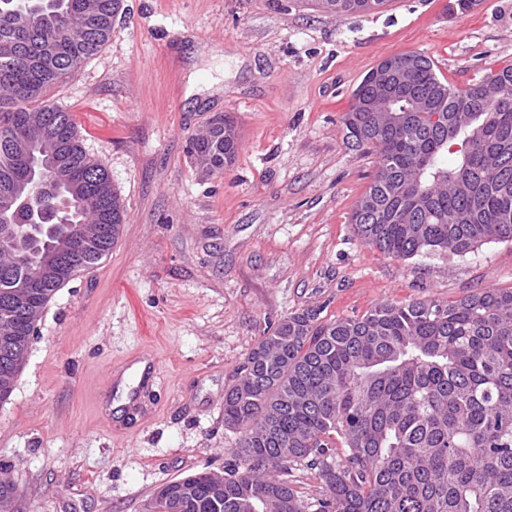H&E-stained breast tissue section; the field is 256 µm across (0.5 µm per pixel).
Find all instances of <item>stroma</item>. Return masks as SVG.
Returning <instances> with one entry per match:
<instances>
[{"mask_svg":"<svg viewBox=\"0 0 512 512\" xmlns=\"http://www.w3.org/2000/svg\"><path fill=\"white\" fill-rule=\"evenodd\" d=\"M409 51L459 89L510 66L512 0H387L361 15L314 0H123L101 51L45 89L105 164L125 222L47 305L0 404L13 512H146L162 483L223 474L237 439L224 392L288 314L512 288L511 242L398 259L353 232L377 158L344 144L341 117L381 59ZM224 114L240 146L216 175L187 150ZM146 360L160 369L127 424L114 384Z\"/></svg>","mask_w":512,"mask_h":512,"instance_id":"35a3bbf8","label":"stroma"}]
</instances>
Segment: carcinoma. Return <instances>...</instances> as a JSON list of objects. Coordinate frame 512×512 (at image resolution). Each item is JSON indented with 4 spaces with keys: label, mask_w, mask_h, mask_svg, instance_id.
<instances>
[{
    "label": "carcinoma",
    "mask_w": 512,
    "mask_h": 512,
    "mask_svg": "<svg viewBox=\"0 0 512 512\" xmlns=\"http://www.w3.org/2000/svg\"><path fill=\"white\" fill-rule=\"evenodd\" d=\"M386 0H317L338 15L378 11ZM120 0H0V194L31 170L16 141L34 152L41 129L59 139L84 193L41 200L46 224H82L91 234L72 259L41 275L44 241L23 236L26 207L4 217L17 235L0 244V305L14 281L35 282L16 312L12 335L28 352L57 290L106 257L125 210L105 165L82 148L71 113L43 91L96 55L108 41ZM408 82L363 78L341 117L343 140L377 156V169L351 214L357 237L394 258L464 256L512 242V67L465 89L438 76L417 52ZM423 99L441 113L416 108ZM226 115L189 142L195 163L221 173L238 152L224 135ZM455 155L453 163L446 153ZM322 309L284 317L265 344L275 358L241 372L224 392V426L239 433L224 471V502L211 474L167 486L192 487L179 510L153 497V512H512V289L455 301L381 302L360 317L327 320ZM345 452H336V438ZM326 486L314 501L274 475L298 464Z\"/></svg>",
    "instance_id": "carcinoma-1"
}]
</instances>
